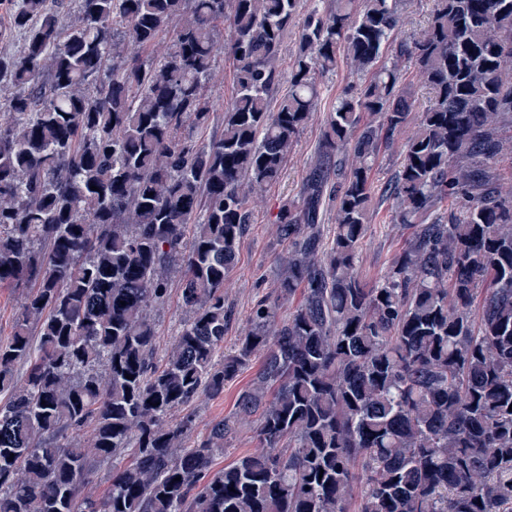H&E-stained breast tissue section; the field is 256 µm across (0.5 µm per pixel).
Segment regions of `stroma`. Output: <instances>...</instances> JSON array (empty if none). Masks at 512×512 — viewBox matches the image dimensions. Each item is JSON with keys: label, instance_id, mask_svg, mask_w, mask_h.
I'll return each instance as SVG.
<instances>
[{"label": "stroma", "instance_id": "35a3bbf8", "mask_svg": "<svg viewBox=\"0 0 512 512\" xmlns=\"http://www.w3.org/2000/svg\"><path fill=\"white\" fill-rule=\"evenodd\" d=\"M234 65L226 55L216 59L213 76L206 93L215 105V112L206 131L194 132L196 140L203 141L219 135L223 129L224 108L234 94ZM345 60H338L334 71L320 77L319 100L316 111L301 131L288 158L280 179L260 195L250 197L248 207L252 223L239 249L233 270L224 287V295L235 312L224 339L225 347H232L246 326V320L254 303L264 296L276 293L279 267L276 257L284 246L275 234V218L282 205L298 198L306 168L314 157L321 138L328 108L341 91L358 82ZM398 146L382 147L372 171L379 192L376 194L373 215L364 239L359 272L369 283L380 279L386 272L393 256L403 246L408 232L394 221L397 203L383 196L382 190L394 177L401 165ZM259 362L240 371L224 385V392L213 398H203L193 404L196 416V436H204L209 424L234 411L239 393L249 384L259 369Z\"/></svg>", "mask_w": 512, "mask_h": 512}]
</instances>
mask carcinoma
I'll use <instances>...</instances> for the list:
<instances>
[{"mask_svg":"<svg viewBox=\"0 0 512 512\" xmlns=\"http://www.w3.org/2000/svg\"><path fill=\"white\" fill-rule=\"evenodd\" d=\"M5 2L23 44L0 52V287L22 302L0 343V512H512V0H434L398 43L403 0L302 18L300 0ZM170 25L163 56L139 53ZM222 51L236 93L200 143L182 130L208 125ZM340 54L370 78L336 98L276 221V301L301 299L283 319L258 300L226 351L247 199L279 180ZM402 59L429 91L412 127ZM401 134L410 234L369 284L371 173ZM173 276L188 317L159 358L150 310ZM261 351L204 437L170 420ZM249 418L261 450L213 469Z\"/></svg>","mask_w":512,"mask_h":512,"instance_id":"obj_1","label":"carcinoma"}]
</instances>
